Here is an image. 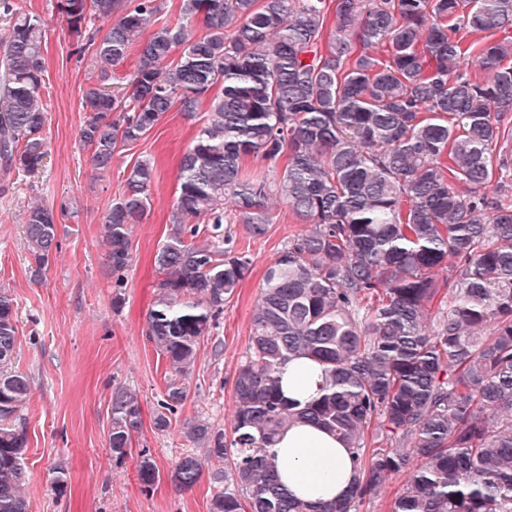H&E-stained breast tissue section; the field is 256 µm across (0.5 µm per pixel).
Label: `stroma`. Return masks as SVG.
Instances as JSON below:
<instances>
[{
  "instance_id": "35a3bbf8",
  "label": "stroma",
  "mask_w": 512,
  "mask_h": 512,
  "mask_svg": "<svg viewBox=\"0 0 512 512\" xmlns=\"http://www.w3.org/2000/svg\"><path fill=\"white\" fill-rule=\"evenodd\" d=\"M22 5L45 23L41 96L48 155L30 174L0 170V289L17 302L15 367L32 379L23 411L30 510L208 512L215 491L209 477L185 491L170 479L177 459L190 446L183 424L200 418L230 429L235 372L247 351L263 276L271 259L305 226L283 203L273 207L264 238H252L244 224H232L237 248L249 255L252 272L201 342L188 397L172 415L169 431L155 430L158 402L173 374L146 335L159 279L153 258L170 233L180 157L206 113L198 111L192 119L176 110L166 113L148 136L115 156L110 171L99 172L78 138L85 117L81 94L98 81L97 64L91 53H78L56 0H23ZM145 157L156 165L150 208L132 228V262L118 282L108 267L104 218L130 168ZM36 201L60 212V247L39 279L33 276L24 234L26 213ZM117 292L124 303L116 311L112 297ZM118 386L139 396L142 427L133 448L149 450L161 474L149 492L137 480L134 458L117 463L110 454V399ZM59 464L69 472L62 490L51 480Z\"/></svg>"
}]
</instances>
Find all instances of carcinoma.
Returning <instances> with one entry per match:
<instances>
[{
  "mask_svg": "<svg viewBox=\"0 0 512 512\" xmlns=\"http://www.w3.org/2000/svg\"><path fill=\"white\" fill-rule=\"evenodd\" d=\"M166 0H57L100 82L82 91L81 145L100 171L176 108L207 119L180 159L171 232L148 338L175 374L159 432L187 399L202 340L251 270L224 225L266 236L277 197L307 229L269 264L236 369L233 439L208 421L185 426L172 472L189 490L215 471L209 512H359L407 475L391 512H512V204L493 166L512 122V0H180L178 18L141 45L121 91L114 67L160 20ZM0 166L32 172L47 155L44 21L0 0ZM119 16L112 22L113 16ZM203 19L206 31L196 32ZM109 23L98 36L95 21ZM480 35L470 44L464 35ZM283 162L246 176V160ZM154 163H134L104 221L112 273L132 260L131 225L150 206ZM28 249L42 275L58 250L57 215L28 210ZM15 300L0 289V512H30L23 410L31 378L14 369ZM322 366L321 395L284 396L281 367ZM312 423L350 450L347 496L318 506L281 483L270 452ZM136 391H112V460L132 455ZM386 447L369 450V437ZM143 490L160 472L138 453Z\"/></svg>",
  "mask_w": 512,
  "mask_h": 512,
  "instance_id": "carcinoma-1",
  "label": "carcinoma"
}]
</instances>
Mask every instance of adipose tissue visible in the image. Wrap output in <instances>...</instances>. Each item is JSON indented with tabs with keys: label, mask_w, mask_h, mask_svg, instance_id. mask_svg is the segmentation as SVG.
Returning <instances> with one entry per match:
<instances>
[{
	"label": "adipose tissue",
	"mask_w": 512,
	"mask_h": 512,
	"mask_svg": "<svg viewBox=\"0 0 512 512\" xmlns=\"http://www.w3.org/2000/svg\"><path fill=\"white\" fill-rule=\"evenodd\" d=\"M322 372L303 360L282 370L288 398L302 402L317 397ZM274 451L283 466L280 480L298 499L320 503L343 498L354 478L347 448L331 433L311 424H298L280 435Z\"/></svg>",
	"instance_id": "obj_1"
}]
</instances>
